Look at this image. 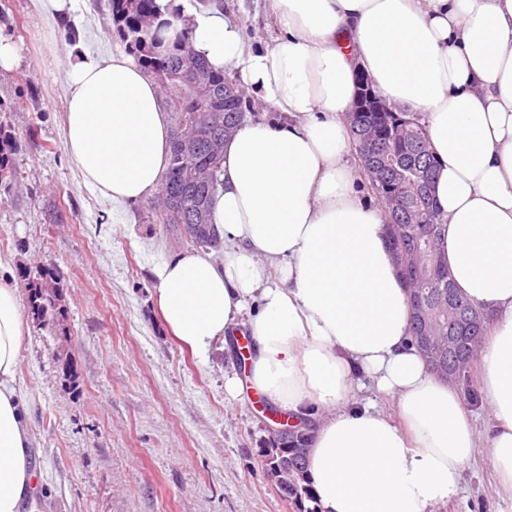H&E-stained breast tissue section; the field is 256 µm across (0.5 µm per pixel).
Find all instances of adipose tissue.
Masks as SVG:
<instances>
[{"instance_id":"1","label":"adipose tissue","mask_w":512,"mask_h":512,"mask_svg":"<svg viewBox=\"0 0 512 512\" xmlns=\"http://www.w3.org/2000/svg\"><path fill=\"white\" fill-rule=\"evenodd\" d=\"M182 2L156 0L280 118H244L224 143L211 211L221 257L184 249L151 267L169 334L204 358L248 327L253 388L315 429L305 477L319 512H437L480 445L512 499V0H270L278 34L261 43ZM360 71L425 125L447 217L436 249L458 291L493 314L476 362L485 435L413 343L384 209L359 196L346 117ZM65 102L70 163L120 223L167 168L164 99L129 56L80 53ZM24 327L16 288L0 283V512H25L36 479ZM368 380L397 416L361 398Z\"/></svg>"}]
</instances>
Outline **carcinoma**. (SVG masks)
Returning <instances> with one entry per match:
<instances>
[{"label": "carcinoma", "instance_id": "obj_1", "mask_svg": "<svg viewBox=\"0 0 512 512\" xmlns=\"http://www.w3.org/2000/svg\"><path fill=\"white\" fill-rule=\"evenodd\" d=\"M112 17L122 41L139 67L157 82L171 112L172 127L190 126L196 132L197 150L185 155L176 134H171L168 165L157 195L144 206V218L154 224H195L197 230L189 241L200 246H218L209 228V210L220 184V161L213 159L211 145L224 139V126H236L244 92L239 86L224 90V74L214 72L195 52L188 32L170 19H160L155 0H111ZM403 119L405 142L398 146L406 173L412 180L394 179L388 168L377 165L364 170L373 184L377 200L383 205L387 223L399 228L389 241L394 251L408 252L409 263L401 276L409 294L420 293L427 301L429 322L439 336L451 338V352L443 363L456 369L452 381L463 386L469 399L476 398L471 370L473 349L481 342L490 322V314L472 305L451 287L436 288L428 283L426 271L448 267L438 255L435 241L446 223L444 214L434 204L432 178L435 160L425 126L418 115L399 112ZM353 144H358V130H369L371 139L380 142L385 123L375 112H353L349 118ZM175 203L176 212L161 206L162 198ZM203 219H197L198 213ZM48 288L62 290L53 274L37 271L31 280L28 304L37 321L48 325L63 315L61 294L51 295ZM473 317V322L448 315V302ZM310 430L290 432L281 440L267 443L263 449L266 472L285 498L310 502L306 512H318L316 496L304 478V454Z\"/></svg>", "mask_w": 512, "mask_h": 512}]
</instances>
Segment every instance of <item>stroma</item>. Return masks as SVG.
<instances>
[{
    "instance_id": "35a3bbf8",
    "label": "stroma",
    "mask_w": 512,
    "mask_h": 512,
    "mask_svg": "<svg viewBox=\"0 0 512 512\" xmlns=\"http://www.w3.org/2000/svg\"><path fill=\"white\" fill-rule=\"evenodd\" d=\"M72 21H48L34 0H0V36L18 62L0 68V140L13 174L0 177V256L44 268L64 285L66 316L27 319L23 379L42 512H301L267 477L260 450L272 424L245 380L238 350L202 359L166 331L149 262L185 249L142 203L116 224L82 186L62 138L71 47L125 50L109 0H76ZM251 41L276 33L268 0H223ZM442 512H512L485 451L466 465L462 493Z\"/></svg>"
}]
</instances>
